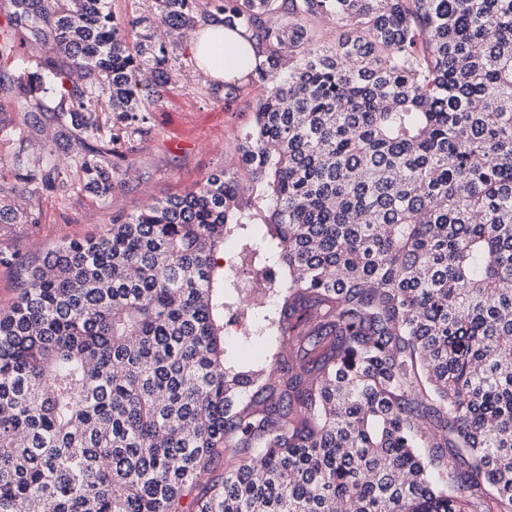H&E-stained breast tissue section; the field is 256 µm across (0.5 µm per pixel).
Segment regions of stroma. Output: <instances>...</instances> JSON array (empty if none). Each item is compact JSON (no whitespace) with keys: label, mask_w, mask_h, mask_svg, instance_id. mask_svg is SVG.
<instances>
[{"label":"stroma","mask_w":512,"mask_h":512,"mask_svg":"<svg viewBox=\"0 0 512 512\" xmlns=\"http://www.w3.org/2000/svg\"><path fill=\"white\" fill-rule=\"evenodd\" d=\"M181 76L156 101H149L147 134L122 138L111 160L116 167L115 188L109 198L85 190L65 193L40 189L29 197V184L19 181L10 159L17 150L33 154L52 149L61 174L71 181L79 176L70 164L80 131L61 127L54 113H40V123L29 130L25 142L9 137L35 103L0 90V185L9 195L1 197L9 212L5 246L18 257L35 258L60 241L98 233L154 198L189 192L209 174L233 163L238 139L253 121L255 105L266 89L249 85L239 95L225 98L213 90V78L196 61L192 47L180 43ZM225 364L247 367L262 362L266 347L259 336L245 338L228 331Z\"/></svg>","instance_id":"1"}]
</instances>
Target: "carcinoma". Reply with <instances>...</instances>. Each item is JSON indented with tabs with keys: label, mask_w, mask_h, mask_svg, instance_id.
Segmentation results:
<instances>
[{
	"label": "carcinoma",
	"mask_w": 512,
	"mask_h": 512,
	"mask_svg": "<svg viewBox=\"0 0 512 512\" xmlns=\"http://www.w3.org/2000/svg\"><path fill=\"white\" fill-rule=\"evenodd\" d=\"M13 0L40 90L98 143L148 133L142 80L224 26L230 98L263 85L236 166L104 233L0 265V512H512V0ZM139 27L131 43L126 26ZM23 180L70 188L18 150ZM278 275L267 364L224 367L227 240ZM236 457L217 472L224 453ZM112 13L120 20H129L153 12L152 0H111ZM18 279L10 266H0V309H7L17 295Z\"/></svg>",
	"instance_id": "obj_1"
}]
</instances>
